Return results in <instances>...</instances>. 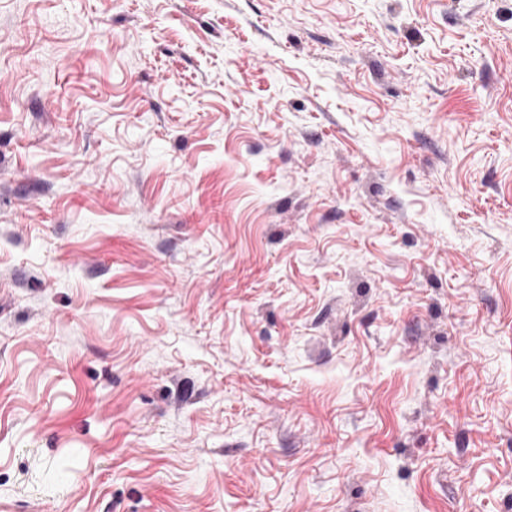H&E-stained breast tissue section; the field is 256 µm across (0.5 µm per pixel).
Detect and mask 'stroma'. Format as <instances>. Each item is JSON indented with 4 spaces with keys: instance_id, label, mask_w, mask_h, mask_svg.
<instances>
[{
    "instance_id": "35a3bbf8",
    "label": "stroma",
    "mask_w": 512,
    "mask_h": 512,
    "mask_svg": "<svg viewBox=\"0 0 512 512\" xmlns=\"http://www.w3.org/2000/svg\"><path fill=\"white\" fill-rule=\"evenodd\" d=\"M0 512H512V0H0Z\"/></svg>"
}]
</instances>
